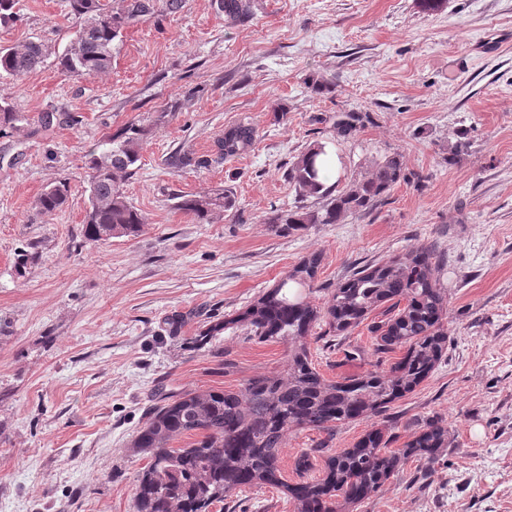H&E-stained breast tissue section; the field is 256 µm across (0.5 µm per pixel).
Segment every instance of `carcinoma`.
Instances as JSON below:
<instances>
[{"mask_svg": "<svg viewBox=\"0 0 512 512\" xmlns=\"http://www.w3.org/2000/svg\"><path fill=\"white\" fill-rule=\"evenodd\" d=\"M119 11L104 0H69L72 14L81 19L67 51L59 57L61 68L75 76L102 75L112 69L115 47L122 28L153 11L173 14L182 0H125ZM227 17L246 19L252 0H218ZM51 55V47L39 37L0 49V74L22 76L37 71ZM369 114L336 113L333 137L353 138ZM142 127L131 125L109 140V148L89 161V203L84 233L93 242L132 237L146 223L145 216L126 200L117 177L129 175L139 160ZM255 128L240 122L224 132L221 150L233 157L255 141ZM325 144L315 142L289 166L287 179L298 204L270 223L277 231H305L312 224H339L349 216L366 214L387 199L405 178L398 153L373 164L367 176L342 190L320 180V157ZM312 205H305L308 199ZM68 187L61 183L44 191L37 200L41 211L63 207ZM231 206L230 196L186 197L178 208L197 223L209 222L213 209ZM320 256L312 255L292 268L272 288L236 316L210 326L194 338L204 348L226 329L237 328L258 343H288V368L284 377L258 376L238 391L184 392L163 399L149 422L137 434L134 447L149 457L135 488L136 512H211L224 498L242 486L282 483L279 450L288 434L298 430L331 433L338 424L361 418L386 423L387 411L413 392L441 362L448 350V330L443 323L447 289L438 277L442 260L431 245L355 269L331 292L327 305L318 308L302 297L313 290ZM386 305L384 319L368 325L375 335L378 354L403 351L390 364L379 360L376 369L324 378L313 366L305 339L325 323L327 336H343L359 327L379 306ZM185 436L181 448L172 443ZM451 447L444 420L432 417L417 424L403 446L388 449L380 429L365 433L352 447L343 448L325 462L322 474L287 485L297 512H337L376 493L409 460L433 465Z\"/></svg>", "mask_w": 512, "mask_h": 512, "instance_id": "carcinoma-1", "label": "carcinoma"}]
</instances>
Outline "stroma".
Masks as SVG:
<instances>
[{"instance_id":"1","label":"stroma","mask_w":512,"mask_h":512,"mask_svg":"<svg viewBox=\"0 0 512 512\" xmlns=\"http://www.w3.org/2000/svg\"><path fill=\"white\" fill-rule=\"evenodd\" d=\"M15 11L0 46L38 37L53 55L33 73L0 75V102L22 116L0 131V512H135L149 459L133 440L161 392L235 391L287 371L286 343L228 329L198 349L191 337L311 254L321 264L308 299L321 307L353 269L428 243L447 260L448 352L392 405L389 446L432 416L454 443L425 479L407 462L344 512H512V0H445L432 13L418 0H254L242 22L216 0H182L124 28L98 77L58 65L79 24L68 0H16ZM312 79L333 88L313 92ZM348 110L371 121L334 140L331 118ZM241 121L256 140L224 157V131ZM133 124L147 134L121 187L146 222L130 238L87 240V161ZM462 137L468 152L449 163ZM316 141L336 160V184L392 153L412 178L365 215L274 233L270 218L296 199L286 170ZM60 182L65 206L38 212ZM215 189L232 205L210 223L175 206ZM21 250L37 256L23 271ZM308 343L329 380L377 361L364 324ZM372 427L290 434L284 484L300 482L302 450L316 449L319 470ZM223 512L295 506L282 487L246 486Z\"/></svg>"}]
</instances>
